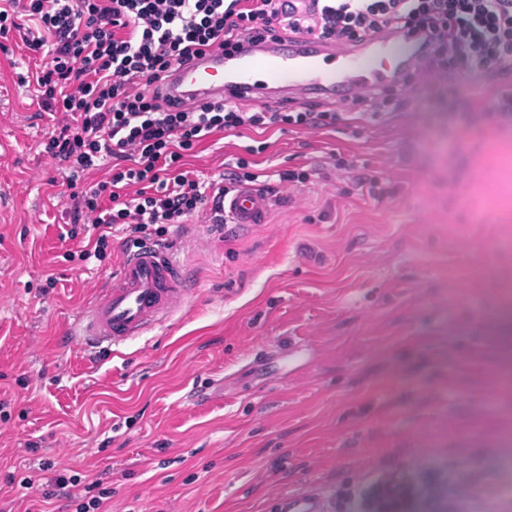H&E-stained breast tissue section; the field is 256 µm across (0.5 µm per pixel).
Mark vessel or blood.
Here are the masks:
<instances>
[{"mask_svg":"<svg viewBox=\"0 0 512 512\" xmlns=\"http://www.w3.org/2000/svg\"><path fill=\"white\" fill-rule=\"evenodd\" d=\"M422 37L406 28H388L348 45L312 33L284 41L244 38L227 53L204 52L172 69L166 92L176 101H253L266 104L315 93L321 99L338 93L370 95L404 81L422 63ZM389 65H379L380 56ZM268 203L242 186L224 198L231 223H262ZM186 273L171 250L148 242L130 246L119 271L99 297L71 324V333L91 349L111 348L162 325L187 298ZM281 512H331L316 490L288 491Z\"/></svg>","mask_w":512,"mask_h":512,"instance_id":"1","label":"vessel or blood"}]
</instances>
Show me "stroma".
<instances>
[{
    "label": "stroma",
    "mask_w": 512,
    "mask_h": 512,
    "mask_svg": "<svg viewBox=\"0 0 512 512\" xmlns=\"http://www.w3.org/2000/svg\"><path fill=\"white\" fill-rule=\"evenodd\" d=\"M40 63L0 36V512L59 474L78 496L102 477L106 512H278L286 490L333 497L417 463L512 480V125L489 118L487 85L421 89L385 122L204 140L187 159L204 178L256 139L260 168L313 176L264 223L152 230L190 270L186 303L89 354L67 324L127 236L80 261L67 174L42 153ZM336 155L353 168L323 175Z\"/></svg>",
    "instance_id": "obj_1"
}]
</instances>
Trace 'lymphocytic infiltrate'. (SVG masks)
Instances as JSON below:
<instances>
[{
    "label": "lymphocytic infiltrate",
    "instance_id": "lymphocytic-infiltrate-1",
    "mask_svg": "<svg viewBox=\"0 0 512 512\" xmlns=\"http://www.w3.org/2000/svg\"><path fill=\"white\" fill-rule=\"evenodd\" d=\"M34 23L27 47L46 62L35 77L37 104L64 122L43 152L70 182L108 168V181L87 193H71V224L91 230L81 260L102 257L114 226L146 233L155 224H186L210 211L224 221V197L231 187L259 181L249 168L256 154L247 146L235 170L202 180L186 169L205 138L224 132L333 128L363 118H392L415 88L409 77L401 90L375 94L370 115L354 112H247L225 102L189 101L171 107L163 81L175 65L206 49H233L241 36L264 32L278 37L319 33L351 43L390 24L427 37L422 72L438 87L487 81L512 74V0H313L305 13L288 9V0H0V34ZM135 187L127 195L126 187ZM76 478L57 476L43 501L64 499L74 512H101L106 492L100 480L86 484L90 497L76 500ZM467 487L473 512H490L512 497V487L488 488L472 479L469 466L428 467L379 472L342 491L339 512H457L442 501L440 486Z\"/></svg>",
    "mask_w": 512,
    "mask_h": 512
}]
</instances>
